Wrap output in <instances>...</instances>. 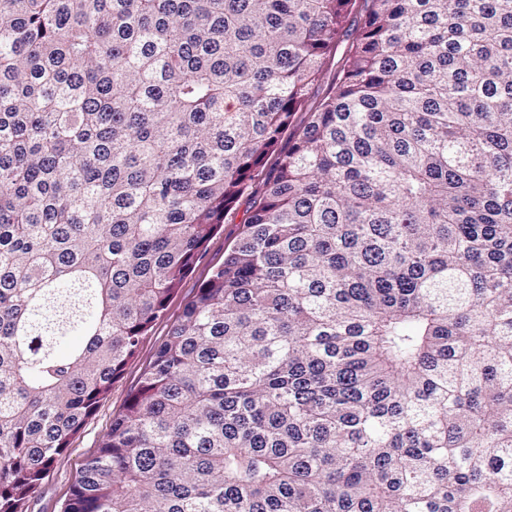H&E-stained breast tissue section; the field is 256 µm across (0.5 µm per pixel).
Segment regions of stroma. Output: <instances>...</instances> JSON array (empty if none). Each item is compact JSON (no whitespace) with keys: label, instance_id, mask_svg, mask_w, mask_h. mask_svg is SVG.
I'll use <instances>...</instances> for the list:
<instances>
[{"label":"stroma","instance_id":"35a3bbf8","mask_svg":"<svg viewBox=\"0 0 512 512\" xmlns=\"http://www.w3.org/2000/svg\"><path fill=\"white\" fill-rule=\"evenodd\" d=\"M244 218V213H236L232 222L222 224L206 242L190 273L169 300L164 315L143 338L136 357L115 379L110 394L100 403L95 414L85 422L68 450L53 462L30 500L28 512H63L82 465L97 452L100 439L110 428L113 419L123 413L130 394L137 388L142 374L153 361L172 323L181 316L186 303L213 271L223 264L224 256L238 235Z\"/></svg>","mask_w":512,"mask_h":512}]
</instances>
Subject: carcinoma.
I'll return each mask as SVG.
<instances>
[{"instance_id": "1", "label": "carcinoma", "mask_w": 512, "mask_h": 512, "mask_svg": "<svg viewBox=\"0 0 512 512\" xmlns=\"http://www.w3.org/2000/svg\"><path fill=\"white\" fill-rule=\"evenodd\" d=\"M242 200L64 512H512V0H0V512Z\"/></svg>"}]
</instances>
